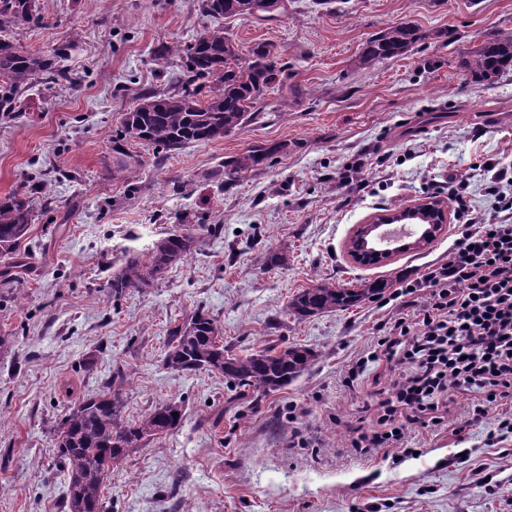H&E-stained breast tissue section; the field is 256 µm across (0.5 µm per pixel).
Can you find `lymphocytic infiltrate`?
Listing matches in <instances>:
<instances>
[{
	"instance_id": "obj_1",
	"label": "lymphocytic infiltrate",
	"mask_w": 512,
	"mask_h": 512,
	"mask_svg": "<svg viewBox=\"0 0 512 512\" xmlns=\"http://www.w3.org/2000/svg\"><path fill=\"white\" fill-rule=\"evenodd\" d=\"M468 188V180H448L460 236L447 261L403 282L395 296L406 314L350 369L355 377L381 364L389 374L375 393L376 423L353 447H403L405 426L441 425L458 389L475 393L476 420L512 401V169L485 184L493 219L470 206Z\"/></svg>"
}]
</instances>
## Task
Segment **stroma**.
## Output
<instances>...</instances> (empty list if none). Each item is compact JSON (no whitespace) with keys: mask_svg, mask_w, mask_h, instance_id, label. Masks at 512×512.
<instances>
[{"mask_svg":"<svg viewBox=\"0 0 512 512\" xmlns=\"http://www.w3.org/2000/svg\"><path fill=\"white\" fill-rule=\"evenodd\" d=\"M43 25L23 43L50 49L73 36L71 78L36 83L22 114L0 113V197L32 184L30 255L16 282L0 283V512H64L65 477L54 451L71 406L62 387L99 393L126 378L125 414L181 402L175 431L115 464L109 512H512V407L471 422L473 397L452 392L445 422L408 426L412 455L363 454L351 440L374 422L380 371L353 385V363L393 322L399 301L365 302L300 318L299 291L329 281L416 278L443 262L456 220L431 246L360 266L348 245L357 225L429 197L430 184L468 179L472 206L493 211L479 161L512 166V75L467 78L461 61L483 39L512 30V0H284L273 15L230 18L240 56L272 44L284 70L259 114L224 138L157 156L131 146L141 166L112 176V132L150 90H173L176 58L213 26L200 0H39ZM425 33L413 52L364 69L363 43L390 25ZM284 142L287 153L233 181L211 178L225 158ZM219 225L199 250L152 288L112 299L107 279L126 250L146 251L162 233ZM282 255L279 266L263 262ZM243 353L301 343L318 357L281 391L242 394L220 374L163 366L170 329L197 308Z\"/></svg>","mask_w":512,"mask_h":512,"instance_id":"stroma-1","label":"stroma"}]
</instances>
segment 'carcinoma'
Instances as JSON below:
<instances>
[{"label":"carcinoma","mask_w":512,"mask_h":512,"mask_svg":"<svg viewBox=\"0 0 512 512\" xmlns=\"http://www.w3.org/2000/svg\"><path fill=\"white\" fill-rule=\"evenodd\" d=\"M209 17L249 18L256 15V0H201ZM41 22L38 0H0V112H15L37 80H67L61 66L75 40L68 38L49 50L27 49L19 34ZM421 39L411 25L396 24L372 36L358 58V65L372 67L404 56ZM159 56L182 60L180 85L173 91L147 92L122 113L112 134L116 171L128 170L132 154L126 146L134 142L152 147L158 154L207 143L243 127L256 117L262 96L281 82L282 68L273 59L268 43H257L249 58L241 60L238 49L217 24L182 47L164 45ZM470 78L489 82L512 73V31L482 41L463 61ZM283 149L281 145L255 147L224 160L212 179L228 178L253 171ZM33 220L31 200L25 194L0 197V258L4 273L25 266L27 254L20 249ZM201 234L194 228L172 231L157 239L145 253L128 252L120 269L112 273L108 288L113 299L126 290H144L199 248ZM393 282L379 279L359 288H340L320 282L296 294L289 302L293 314L306 317L361 304L380 297ZM222 328L204 309L198 308L168 334L163 366L175 372L217 371L227 381L258 395L280 391L306 372L316 359L309 347L294 343L271 345L244 355L224 347ZM75 399L56 430L57 458L66 478V512H107L103 490L112 465L133 448L177 429L183 406L166 402L130 420L120 390L112 383L95 396L82 397L74 387H64Z\"/></svg>","instance_id":"carcinoma-1"}]
</instances>
